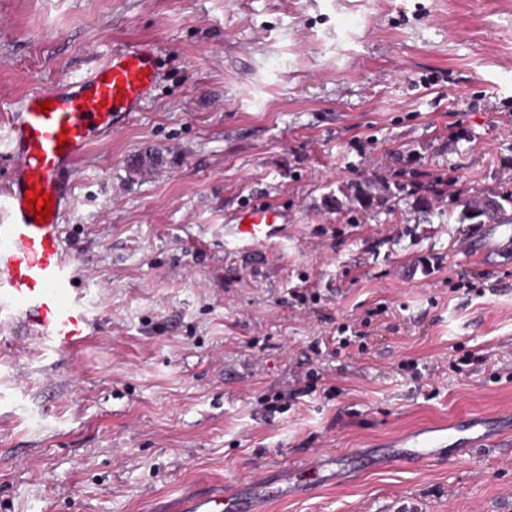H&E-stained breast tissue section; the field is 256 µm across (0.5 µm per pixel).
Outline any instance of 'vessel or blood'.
I'll return each instance as SVG.
<instances>
[{"label":"vessel or blood","mask_w":512,"mask_h":512,"mask_svg":"<svg viewBox=\"0 0 512 512\" xmlns=\"http://www.w3.org/2000/svg\"><path fill=\"white\" fill-rule=\"evenodd\" d=\"M159 80L154 46L135 44L109 53L78 80L25 96L11 112L13 167L0 194V310L59 350L80 344L89 327L84 303L73 290L76 270L63 248L67 201L61 177L100 135L139 111ZM48 100L53 108L38 111V103ZM33 187L52 196L53 212L47 222H37L26 208L25 194ZM281 219L275 208L254 206L240 211L228 230L254 243L270 238ZM508 432L512 433L511 412L494 419L467 417L449 425H425L371 448L366 463L372 469H385L440 460L492 445ZM309 472L308 478H287L275 487L246 481L224 495L191 499L186 508L188 512H266L272 499L301 497L322 485L321 466L310 467Z\"/></svg>","instance_id":"b4317fda"}]
</instances>
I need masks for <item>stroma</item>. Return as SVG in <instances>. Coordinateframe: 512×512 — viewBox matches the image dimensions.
<instances>
[{
	"label": "stroma",
	"mask_w": 512,
	"mask_h": 512,
	"mask_svg": "<svg viewBox=\"0 0 512 512\" xmlns=\"http://www.w3.org/2000/svg\"><path fill=\"white\" fill-rule=\"evenodd\" d=\"M140 41L159 88L68 176L92 335L61 351L0 313V512H174L322 454L348 479L269 512H512V435L357 459L512 412V246L448 219L512 191V0H0V192L11 105ZM257 204L277 237L226 232ZM310 372L338 396L258 406ZM507 432L512 434L511 412L494 419L467 417L449 425H425L393 438L381 448L370 447L365 455L367 468L413 466L443 459L446 453L459 456L471 448L492 445Z\"/></svg>",
	"instance_id": "1"
}]
</instances>
